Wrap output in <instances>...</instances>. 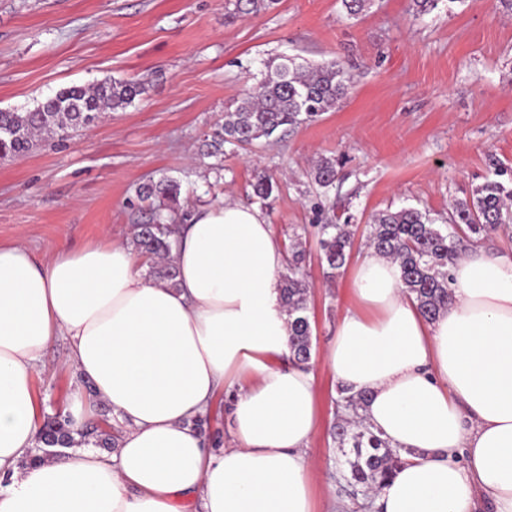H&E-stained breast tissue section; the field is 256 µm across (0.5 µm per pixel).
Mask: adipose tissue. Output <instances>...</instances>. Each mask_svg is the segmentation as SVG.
<instances>
[{
  "label": "adipose tissue",
  "instance_id": "ef3b65f1",
  "mask_svg": "<svg viewBox=\"0 0 512 512\" xmlns=\"http://www.w3.org/2000/svg\"><path fill=\"white\" fill-rule=\"evenodd\" d=\"M176 237L173 286L122 240L41 262L0 244V512H315L316 377L281 362V240L232 199L190 210ZM451 273L454 298L430 320L398 264L366 250L324 355L366 394L363 423L406 453L376 512H475L481 497L512 512V256L474 246ZM62 338L78 446L38 460L33 379ZM226 391L233 444L217 449L195 421ZM96 402L115 452L82 444Z\"/></svg>",
  "mask_w": 512,
  "mask_h": 512
}]
</instances>
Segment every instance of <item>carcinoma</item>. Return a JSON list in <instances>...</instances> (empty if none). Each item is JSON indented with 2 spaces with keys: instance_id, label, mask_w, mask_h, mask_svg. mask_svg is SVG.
Masks as SVG:
<instances>
[{
  "instance_id": "carcinoma-1",
  "label": "carcinoma",
  "mask_w": 512,
  "mask_h": 512,
  "mask_svg": "<svg viewBox=\"0 0 512 512\" xmlns=\"http://www.w3.org/2000/svg\"><path fill=\"white\" fill-rule=\"evenodd\" d=\"M277 0H233L228 17L256 14ZM350 77L337 63L304 66L288 57L271 68L264 80L236 101L234 109L224 112V121L204 140L203 155L223 158L224 144L250 146L260 139L282 137L306 122L336 109L347 95ZM140 80L107 77L88 86H72L24 110H0V155L19 156L32 150L48 137L61 140L94 124L108 113L123 109L145 93ZM333 158L320 159L310 176L326 189L336 179ZM278 184L264 172L255 176L254 196L259 200L272 197ZM142 202H149L151 216L145 223L132 225L131 244L153 259L147 274L175 284L176 269L170 255L176 246L175 225L181 211V184L169 177L142 184L137 192ZM512 174L496 172L475 187L469 197L456 200L451 207V224L447 228L434 222L429 214L416 208L381 211L373 215L366 242L380 255L398 263L405 291L415 296L422 314L434 318L453 299L448 288L449 268L454 263L459 234L481 240L506 226L512 218ZM320 260L328 278L347 264L354 246L355 230L349 222L316 225ZM307 253L302 237L295 236L288 245L287 273L280 281L282 300L287 307L289 349L298 365L311 361L312 328L308 315L309 283L302 268ZM86 435L96 438L100 448H112V435L93 423ZM337 447L344 449L343 464L349 467L347 480L365 488H383L396 468L402 453L389 447L362 420L340 416L333 426ZM41 442L53 447L70 445V421L58 411L44 419Z\"/></svg>"
}]
</instances>
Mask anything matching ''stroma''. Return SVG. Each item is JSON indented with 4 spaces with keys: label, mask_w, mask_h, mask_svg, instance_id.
Segmentation results:
<instances>
[{
    "label": "stroma",
    "mask_w": 512,
    "mask_h": 512,
    "mask_svg": "<svg viewBox=\"0 0 512 512\" xmlns=\"http://www.w3.org/2000/svg\"><path fill=\"white\" fill-rule=\"evenodd\" d=\"M228 0H0V108L25 110L72 85L106 77L144 81L125 109L64 141L0 158V242L39 259L112 233L130 238L129 202L142 183L171 176L185 204L224 196L254 204L252 183L280 190L262 213L280 239L316 220L412 206L447 223L450 203L512 168V10L501 0H441L415 13L410 0H371L348 17L341 0H278L255 15L227 16ZM338 62L351 88L335 111L290 135L238 148L209 169L200 144L269 62ZM339 159L334 186L311 179L319 158ZM326 278L308 236L306 279L313 327L318 427L307 455L317 512L329 498L367 512L372 489L351 495L331 437L337 383L324 352L349 301L357 258ZM58 341L34 377L41 415L64 409L75 381Z\"/></svg>",
    "instance_id": "stroma-1"
}]
</instances>
